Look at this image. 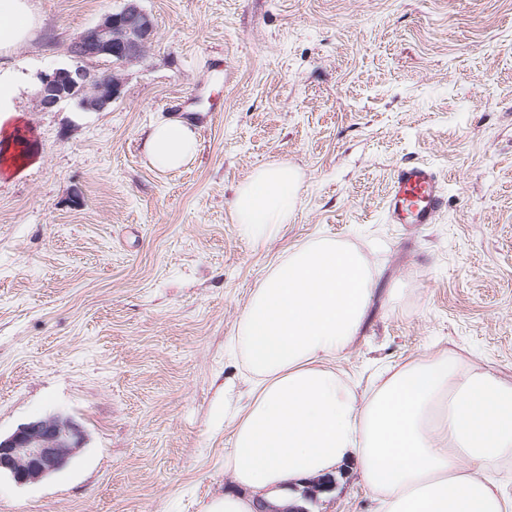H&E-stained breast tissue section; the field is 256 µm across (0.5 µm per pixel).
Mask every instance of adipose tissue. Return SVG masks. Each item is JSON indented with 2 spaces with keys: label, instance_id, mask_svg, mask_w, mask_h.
<instances>
[{
  "label": "adipose tissue",
  "instance_id": "1",
  "mask_svg": "<svg viewBox=\"0 0 512 512\" xmlns=\"http://www.w3.org/2000/svg\"><path fill=\"white\" fill-rule=\"evenodd\" d=\"M33 0H0V56L33 38ZM188 122L151 125L146 154L162 172L195 158ZM299 172L285 163L256 170L233 210L252 242L274 238L296 209ZM371 294L360 256L331 239L295 248L251 296L228 340L252 375L234 417L224 470L241 487L208 512L283 505L289 487L358 464L382 512H512L491 477L512 459V383L455 353L411 361L358 390L330 361L357 335Z\"/></svg>",
  "mask_w": 512,
  "mask_h": 512
}]
</instances>
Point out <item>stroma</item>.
I'll list each match as a JSON object with an SVG mask.
<instances>
[{
  "mask_svg": "<svg viewBox=\"0 0 512 512\" xmlns=\"http://www.w3.org/2000/svg\"><path fill=\"white\" fill-rule=\"evenodd\" d=\"M43 25L10 61L22 81L0 157V435L52 414L87 442L61 471L0 475V512H204L234 484L233 425L251 374L227 340L296 247L331 238L372 277L368 313L333 367L360 385L448 350L512 382V0H142L141 60L101 112L40 104L41 72L121 0H35ZM188 120L173 172L150 126ZM407 161L437 170L436 223H389ZM295 167L296 213L254 243L236 191ZM347 463L309 512H377ZM197 151V135L188 122L174 118L160 120L150 126L146 154L158 171L180 169L195 158Z\"/></svg>",
  "mask_w": 512,
  "mask_h": 512,
  "instance_id": "35a3bbf8",
  "label": "stroma"
}]
</instances>
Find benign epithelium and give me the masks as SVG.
I'll return each mask as SVG.
<instances>
[{
  "label": "benign epithelium",
  "mask_w": 512,
  "mask_h": 512,
  "mask_svg": "<svg viewBox=\"0 0 512 512\" xmlns=\"http://www.w3.org/2000/svg\"><path fill=\"white\" fill-rule=\"evenodd\" d=\"M154 24L141 6V0H123V6L84 29L73 40L70 51L78 59L104 55L125 64L139 60L142 48L151 41ZM89 73L85 68L63 66L40 74L41 105L53 110L75 98L74 92L85 86ZM120 85L107 76L96 78L93 92L81 106L101 112L120 95ZM83 428L72 418L52 415L20 426L10 436L0 438V473L7 472L18 484L37 481L60 471L84 447ZM333 479H317L302 491L303 500L313 501L331 488Z\"/></svg>",
  "instance_id": "7a95c632"
}]
</instances>
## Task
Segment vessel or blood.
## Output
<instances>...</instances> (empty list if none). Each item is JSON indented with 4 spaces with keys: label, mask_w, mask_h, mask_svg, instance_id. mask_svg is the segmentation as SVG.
<instances>
[{
    "label": "vessel or blood",
    "mask_w": 512,
    "mask_h": 512,
    "mask_svg": "<svg viewBox=\"0 0 512 512\" xmlns=\"http://www.w3.org/2000/svg\"><path fill=\"white\" fill-rule=\"evenodd\" d=\"M446 205L435 168L426 162L396 166L386 194L388 220L393 224H433Z\"/></svg>",
    "instance_id": "obj_1"
}]
</instances>
